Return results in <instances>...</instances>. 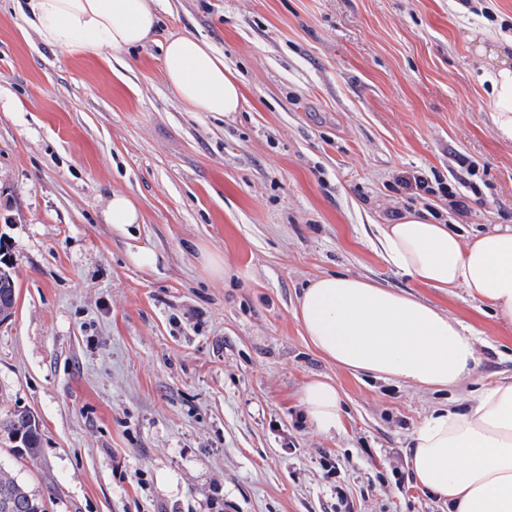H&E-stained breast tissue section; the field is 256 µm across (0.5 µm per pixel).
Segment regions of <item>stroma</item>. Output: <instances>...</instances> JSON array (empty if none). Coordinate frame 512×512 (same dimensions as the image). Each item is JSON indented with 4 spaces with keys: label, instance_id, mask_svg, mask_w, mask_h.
Returning <instances> with one entry per match:
<instances>
[{
    "label": "stroma",
    "instance_id": "obj_1",
    "mask_svg": "<svg viewBox=\"0 0 512 512\" xmlns=\"http://www.w3.org/2000/svg\"><path fill=\"white\" fill-rule=\"evenodd\" d=\"M153 41L93 56L46 44L0 0V416L34 414L36 459L0 466L47 512H447L410 485L435 408L512 377V327L397 273L376 225L415 211L466 235L512 225V141L491 118V34L512 0H161ZM192 34L236 71L240 111L194 112L163 45ZM464 196L465 212L442 186ZM127 195L143 221L104 212ZM155 266L138 265V247ZM227 263L232 276L211 272ZM349 273L426 300L477 338L457 391L353 373L295 317ZM332 382L343 429L299 418ZM13 263L3 261L0 254V317L1 320L12 315L14 308V295H16L13 276Z\"/></svg>",
    "mask_w": 512,
    "mask_h": 512
}]
</instances>
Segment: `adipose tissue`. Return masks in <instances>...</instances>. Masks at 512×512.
<instances>
[{
  "mask_svg": "<svg viewBox=\"0 0 512 512\" xmlns=\"http://www.w3.org/2000/svg\"><path fill=\"white\" fill-rule=\"evenodd\" d=\"M159 0H22L19 10L46 43L99 55L144 44L158 27ZM167 85L195 112L238 111L239 85L224 57L192 35L170 37L163 53ZM497 135L512 141V66L487 72ZM375 248L417 282L473 300L512 325V225L463 239L451 224L405 212L377 227ZM311 345L352 372L420 389H455L478 363L476 339L436 307L362 278L312 280L296 312ZM308 424L342 427L341 397L315 380L300 396ZM410 476L448 512H512V380L481 388L467 405L433 410L413 431Z\"/></svg>",
  "mask_w": 512,
  "mask_h": 512,
  "instance_id": "obj_1",
  "label": "adipose tissue"
}]
</instances>
